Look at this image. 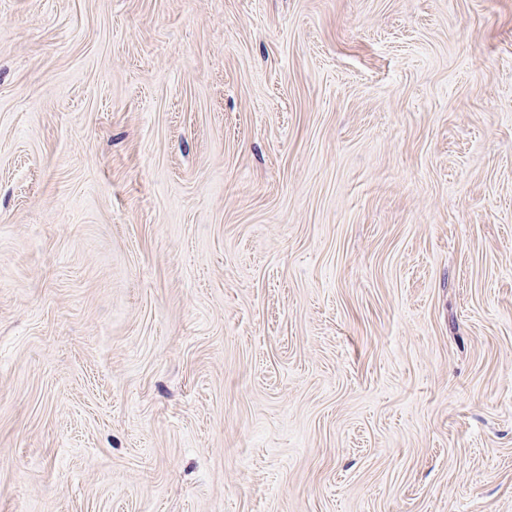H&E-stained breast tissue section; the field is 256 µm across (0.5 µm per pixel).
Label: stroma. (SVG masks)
Here are the masks:
<instances>
[{"mask_svg": "<svg viewBox=\"0 0 512 512\" xmlns=\"http://www.w3.org/2000/svg\"><path fill=\"white\" fill-rule=\"evenodd\" d=\"M0 512H512V0H0Z\"/></svg>", "mask_w": 512, "mask_h": 512, "instance_id": "obj_1", "label": "stroma"}]
</instances>
